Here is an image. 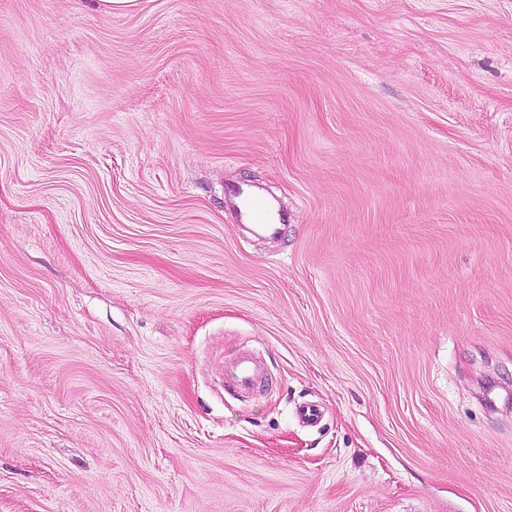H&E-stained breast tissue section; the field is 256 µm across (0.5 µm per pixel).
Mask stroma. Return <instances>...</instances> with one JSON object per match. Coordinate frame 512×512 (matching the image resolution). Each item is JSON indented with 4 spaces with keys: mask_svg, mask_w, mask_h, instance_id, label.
<instances>
[{
    "mask_svg": "<svg viewBox=\"0 0 512 512\" xmlns=\"http://www.w3.org/2000/svg\"><path fill=\"white\" fill-rule=\"evenodd\" d=\"M0 512H512V0H0ZM229 193L236 203L239 226L261 237L277 238L290 219L288 212L276 208L267 196L252 186H236ZM258 361L251 353L240 355L224 368V386L236 393L248 394L257 387L261 375Z\"/></svg>",
    "mask_w": 512,
    "mask_h": 512,
    "instance_id": "obj_1",
    "label": "stroma"
}]
</instances>
